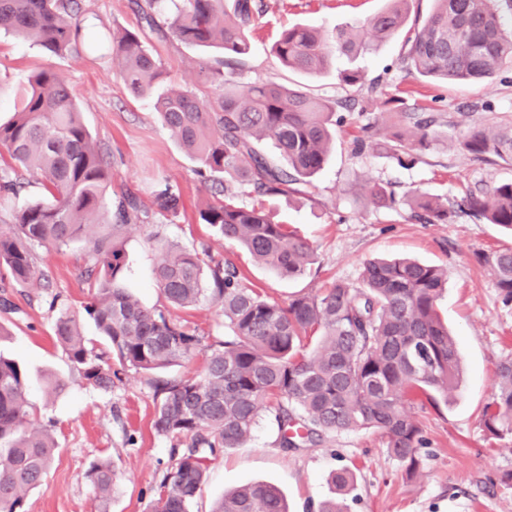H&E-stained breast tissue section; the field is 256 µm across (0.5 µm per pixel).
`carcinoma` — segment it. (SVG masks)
<instances>
[{"label":"carcinoma","mask_w":512,"mask_h":512,"mask_svg":"<svg viewBox=\"0 0 512 512\" xmlns=\"http://www.w3.org/2000/svg\"><path fill=\"white\" fill-rule=\"evenodd\" d=\"M162 0H134L140 20L153 27ZM176 12L172 33L182 42L219 53L215 64L228 67L248 51L247 33L260 0H171ZM413 0H388L363 27L342 25L324 31L296 25L280 33L273 54L281 67L302 74L329 72L336 57L367 51L374 42L395 37L408 23ZM433 11L414 23L404 62L425 77L473 82L496 75L512 60L506 14L512 0H434ZM82 0H0V30L36 40L53 54L73 52L79 32L73 19ZM129 91L150 94L163 75L158 55L125 29L107 38ZM31 92L13 117L0 123V148L22 171L0 178V194L17 195L28 174L47 195L12 212L0 229V264L22 286L48 280L31 245L61 248L88 240L84 277L92 292L85 312L102 333L109 354L87 348L76 316L63 312L54 336L83 378L108 390L123 368L155 371L174 366L197 350H207L201 373L157 378L154 428L173 440L171 466L160 482L150 512H190L206 478L207 461L226 448L242 446L260 416L271 412L285 449L301 448L322 432L376 429L385 448L415 475L424 445L415 419L417 406L448 401L458 389L461 367L457 342L442 323L438 303L446 291V266L407 258L367 261L360 284L336 280L314 295H297L286 304L248 288L230 258L210 250L166 244L155 276L167 300L180 307L204 293L220 305L229 334L203 344L197 329L164 309H148L123 288L125 266L115 231L146 223L149 211L131 191L115 204L105 202L112 169L82 121L66 79L42 70L32 76ZM403 99L382 97L379 115L395 114L411 130L369 147L391 153L400 163L414 161V148L439 141L435 113L399 107ZM338 103L315 99L298 87L258 82L242 90L224 88L215 100L189 90L170 89L155 107L164 125L197 164L200 175L224 174L255 198L252 204L224 195L200 213L224 241L246 248L251 257L285 277L304 275L313 264L309 243L273 221L260 199L304 193L310 178L328 160L336 128L345 117ZM463 151L480 157L512 155V134L476 125L461 139ZM375 207L408 206L420 224H446L455 211L427 196L400 200L379 185L365 187ZM156 213L176 216L183 202L167 184L154 196ZM468 215L512 232V182L464 200ZM504 304L512 303V247L486 258ZM29 376L14 359L0 354V512H26L27 493L47 475L54 445L48 435L27 427L25 395ZM488 435L512 444V359L495 372L493 394L482 412ZM99 500L107 503L116 482L108 460L89 470ZM213 512H288L280 489L254 483L224 496Z\"/></svg>","instance_id":"carcinoma-1"}]
</instances>
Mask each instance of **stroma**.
I'll list each match as a JSON object with an SVG mask.
<instances>
[{
    "label": "stroma",
    "mask_w": 512,
    "mask_h": 512,
    "mask_svg": "<svg viewBox=\"0 0 512 512\" xmlns=\"http://www.w3.org/2000/svg\"><path fill=\"white\" fill-rule=\"evenodd\" d=\"M262 3L249 34L250 49L235 70L238 86L271 80L301 86L325 100L354 97L359 106L337 128L335 147L307 195L268 203L275 222L297 230L314 252L310 270L291 279L256 263L201 220V211L220 200L213 180L199 176L195 162L162 124L154 95L133 96L109 55L86 45L52 54L33 41L0 33L1 120H9L17 110L36 72H58L66 78L85 126L106 153L113 193L131 190L148 206L161 184L179 188L184 208L178 217L156 215L149 224L126 227L120 234L126 256L123 285L145 307L167 305L154 268L158 244L168 241L189 249L208 247L218 259L233 258L248 287L282 303L294 295L316 293L337 279L358 284L363 262L373 257L405 256L448 267V290L438 311L458 339L463 379L449 403L415 413L426 439L419 475H406L378 431L325 433L316 443L287 450L279 444L274 417L267 415L243 446L225 449L210 461L192 512H212L225 492L250 483L278 487L289 512H318L334 499L331 477L343 468L354 474V488L345 500L348 512H512V489L499 483L501 471L512 469V451L490 439L481 423L496 367L512 358V305L503 304L485 258L512 247V235L462 212L445 224H419L411 220L407 207H368L361 194L362 186L371 182L401 197L424 193L454 206L467 191L487 192L512 182V156L476 157L459 146L474 124L512 132V62L488 80L437 82L407 67L405 37L400 34L370 53L338 59L335 71L317 77L298 74L281 68L272 55L282 30L298 24L323 30L360 24L384 8L385 0ZM137 23L131 0H83L79 25L86 39L103 26L120 31ZM143 34L161 59L165 87L187 89L202 98L221 92L224 78L212 69L214 51L173 36L158 40L148 27ZM347 67L361 70L366 82H378L408 107L437 109L441 141L415 151L414 162L407 166L381 151H357L363 125L374 123L380 140L402 126L396 115H379L366 92L340 84L337 72ZM87 250L83 241L59 250L37 248L39 266L51 274L45 288L19 287L0 266V296L18 307L15 313L0 314V353L28 371L29 426L55 443L51 467L42 484L28 492L26 510L98 512L103 506L86 472L91 463L107 459L118 480L104 507L108 512H149L170 463V442L153 427V373L129 368L112 389L101 390L84 380L54 341V323L67 311L78 314L89 347L98 353L107 350L93 320L83 312L88 301ZM173 314L195 326L206 343L224 338V315L210 296ZM50 374L65 380L62 392L47 390L45 378Z\"/></svg>",
    "instance_id": "1"
}]
</instances>
